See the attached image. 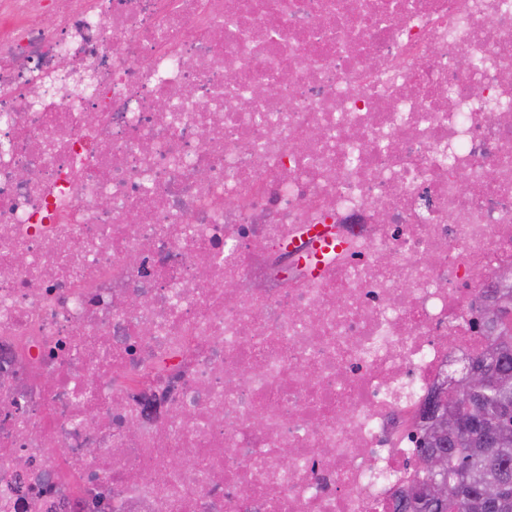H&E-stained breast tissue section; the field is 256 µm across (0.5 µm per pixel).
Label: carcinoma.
Returning <instances> with one entry per match:
<instances>
[{
  "mask_svg": "<svg viewBox=\"0 0 512 512\" xmlns=\"http://www.w3.org/2000/svg\"><path fill=\"white\" fill-rule=\"evenodd\" d=\"M495 327L492 335L493 357L477 358L473 366L488 368L512 382V316L490 319ZM461 414L475 423L479 430L472 436L448 435V440L431 438L420 442L417 456L438 450L444 453L446 467L443 477L448 483L445 512H512V489L490 501L485 486L503 472L512 473V385L491 390L483 400L466 406ZM433 480L425 474L422 489L416 496L399 499L394 512H431L425 487Z\"/></svg>",
  "mask_w": 512,
  "mask_h": 512,
  "instance_id": "carcinoma-1",
  "label": "carcinoma"
}]
</instances>
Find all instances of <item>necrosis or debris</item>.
Masks as SVG:
<instances>
[{
	"mask_svg": "<svg viewBox=\"0 0 512 512\" xmlns=\"http://www.w3.org/2000/svg\"><path fill=\"white\" fill-rule=\"evenodd\" d=\"M504 267L512 0H0V512H393Z\"/></svg>",
	"mask_w": 512,
	"mask_h": 512,
	"instance_id": "1",
	"label": "necrosis or debris"
}]
</instances>
